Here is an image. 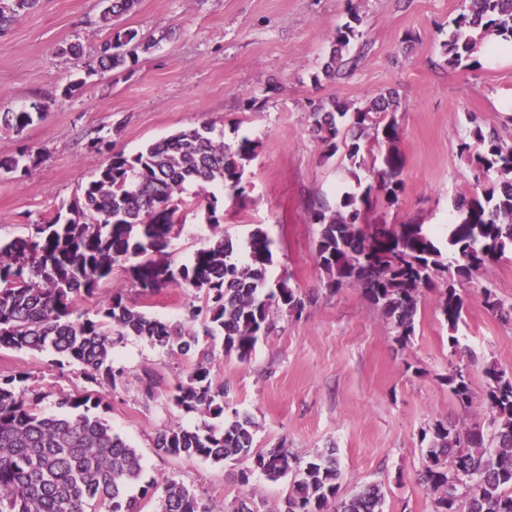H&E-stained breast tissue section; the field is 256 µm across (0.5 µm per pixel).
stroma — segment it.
<instances>
[{
  "label": "stroma",
  "mask_w": 512,
  "mask_h": 512,
  "mask_svg": "<svg viewBox=\"0 0 512 512\" xmlns=\"http://www.w3.org/2000/svg\"><path fill=\"white\" fill-rule=\"evenodd\" d=\"M462 6L463 0H137L120 25L137 31L150 49L125 68L92 72L87 60L61 49L79 43L90 53L108 38L100 0H39L0 31V113L35 102L45 108L44 118L23 132L0 127V158L24 150L38 154L27 171L0 170V239L27 235L42 215L79 195L105 160L93 140L113 126L122 128L114 151L128 155L204 123L228 144L249 136L258 149L243 178L246 201L225 199L224 234L241 248L251 231L265 230L274 241L269 284L288 280L306 307L298 318L275 312L272 329L249 360L214 346L211 377L224 388V414L252 417L258 450L282 446L305 462L335 449L340 497L376 483L384 493L383 512H433L417 476L423 432L438 421L482 419L478 409L456 403L446 383L449 370L466 368L479 393L486 364L512 373V325L479 301L485 286L512 301V252L459 288L468 352L453 353L435 289L420 298L413 335L397 342L362 289L330 291L316 261L320 227L311 213L334 205L337 190L355 180L348 161L325 157L311 133V112L336 98L359 107L396 91L403 190L397 203L377 201L369 220L430 228L447 223L455 198L475 188L460 142L471 141L478 125L486 131L512 127V60L478 58L456 69L445 60L441 45ZM353 12L360 22L348 62L335 78L323 77L336 28ZM74 81L79 89L65 95ZM203 212L198 199L185 194L176 214L181 234L169 249L174 263L206 244ZM101 290L122 292L186 332L201 329L186 314L189 305L202 302L195 292L167 288L141 299L123 267L114 268ZM112 358L127 376L116 388L99 389L96 413L137 448L145 479L184 483L222 512L245 497L258 512H279L289 479L257 477L245 486L239 463L157 452L161 424L212 421L169 400L196 355L170 356L130 335ZM147 370L155 376L150 397L141 383ZM19 372L28 374L30 390L43 394L48 414L56 413L59 393L86 387L79 367L57 364L52 352L0 349V376Z\"/></svg>",
  "instance_id": "stroma-1"
}]
</instances>
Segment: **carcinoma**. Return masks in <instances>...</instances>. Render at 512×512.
I'll use <instances>...</instances> for the list:
<instances>
[{"mask_svg": "<svg viewBox=\"0 0 512 512\" xmlns=\"http://www.w3.org/2000/svg\"><path fill=\"white\" fill-rule=\"evenodd\" d=\"M37 2L22 0L16 9L11 0H0V28ZM102 2V19L110 23L135 0ZM466 2L442 43L448 66L455 69L468 66L486 42H512V0ZM353 21L358 16L336 28L324 66L328 77L343 65V51L355 37ZM136 39L131 29L111 32L94 51L96 66L125 65L137 55ZM399 105L390 93L352 112L337 98L329 109H313L311 132L326 155L342 150L351 167L365 172L355 187L341 192L334 207L313 212L312 221L320 226L316 260L329 288H361L393 325L399 342L414 333L422 290L445 277L439 308L453 352L464 353L468 346L459 335L464 300L455 284L472 280L512 251V139L477 125L473 142L459 144L481 190L454 202L444 252L422 224L367 222L374 197L394 204L403 187L404 156L395 118ZM42 116L40 107L1 112L0 126L19 133ZM257 147L247 136L231 146L224 134L203 124L130 156L112 153L67 215L58 211L36 221L27 235L0 242V348L41 352L49 347L60 362L81 366L85 382L110 388L124 380V371L112 366V347L125 335L142 337L169 354L187 355L198 345L197 335L187 336L180 325L148 315L120 291L103 297L94 317L74 315L77 301L97 294L114 267L126 265L142 297L172 287L203 294L204 306L189 308L188 318L203 317V334L222 337L224 353L250 359L272 326V309L299 315L305 308L287 281L267 285L273 259L268 233L255 229L237 250L224 237L217 216L216 192L244 201L242 179ZM190 186L207 200L211 236L188 260L174 265L167 259L174 216ZM479 299L501 322L512 324V302L489 287L481 289ZM485 376L488 385L478 397L465 369L448 372V390L458 405L468 411L479 404L487 419L464 428L438 421L427 431L418 476L432 493L433 512H512V374L491 364ZM27 380L23 373L0 377V512H87L92 504L104 506L105 512H142L141 500L153 497L158 512H217L183 483L142 482L138 450L89 414L100 399L87 392L63 393L57 413L45 415L42 395L29 391ZM171 402L186 413L224 416V387L213 383L209 359H199L178 380ZM154 446L168 456L213 463L244 459V485L254 474L271 482L290 478L281 512H382L384 494L376 485L336 502L340 470L332 454L317 455L302 466L286 448L254 450L246 418L236 416L219 428L164 424ZM133 487L139 495L129 494Z\"/></svg>", "mask_w": 512, "mask_h": 512, "instance_id": "obj_1", "label": "carcinoma"}]
</instances>
